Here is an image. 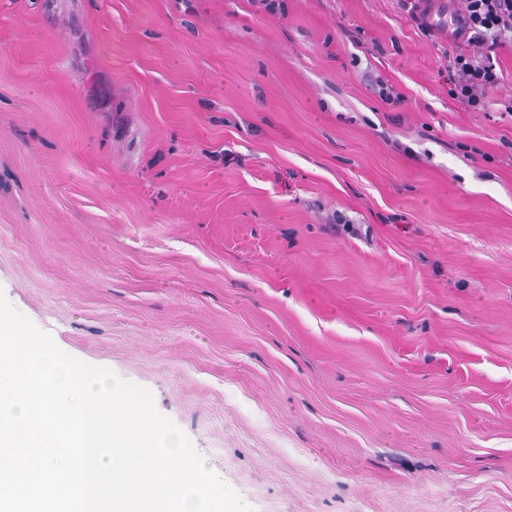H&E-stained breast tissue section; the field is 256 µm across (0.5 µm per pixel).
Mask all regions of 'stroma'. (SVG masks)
<instances>
[{
    "mask_svg": "<svg viewBox=\"0 0 512 512\" xmlns=\"http://www.w3.org/2000/svg\"><path fill=\"white\" fill-rule=\"evenodd\" d=\"M277 2L0 0V292L251 512H512V48L473 110L398 0Z\"/></svg>",
    "mask_w": 512,
    "mask_h": 512,
    "instance_id": "1",
    "label": "stroma"
}]
</instances>
